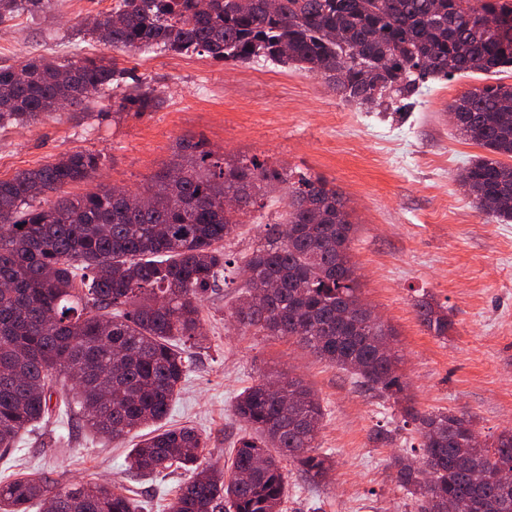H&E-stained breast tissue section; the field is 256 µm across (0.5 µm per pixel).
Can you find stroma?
I'll use <instances>...</instances> for the list:
<instances>
[{
	"mask_svg": "<svg viewBox=\"0 0 512 512\" xmlns=\"http://www.w3.org/2000/svg\"><path fill=\"white\" fill-rule=\"evenodd\" d=\"M111 8L112 0H49L37 17L0 24V65L112 55L149 82L162 105L118 115L105 93L97 108L71 106L31 126L0 128V177L81 148L101 153L104 165L71 194L99 182L135 192L169 164L177 142L202 139L228 158L255 156L322 178L348 201L361 296L396 331L400 372L416 407L471 415L483 437L512 427V222L476 211L459 186L458 173L482 150L448 115L449 104L472 87L512 84V68L428 81L395 114L346 102L323 78L261 60L222 65L203 55L113 54L80 30ZM285 214L279 196L262 199L226 252L245 256ZM239 294L224 285L205 302L203 338L188 350L189 369L166 426L194 427L205 442L203 465L225 468L245 428L233 414L238 395L274 371L300 377L323 406L317 444L333 468L316 485L284 462L283 512H416L391 463L418 446L413 424L392 400L296 342L237 330L229 314ZM423 297L447 311V337L420 324L414 304ZM380 428L392 432V443L373 440ZM134 443L90 432L77 406L57 409L44 428L0 452V483L23 474L54 488L105 482L135 499L141 512H168L186 476H132L127 455Z\"/></svg>",
	"mask_w": 512,
	"mask_h": 512,
	"instance_id": "35a3bbf8",
	"label": "stroma"
}]
</instances>
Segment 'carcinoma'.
Masks as SVG:
<instances>
[{
	"label": "carcinoma",
	"instance_id": "1",
	"mask_svg": "<svg viewBox=\"0 0 512 512\" xmlns=\"http://www.w3.org/2000/svg\"><path fill=\"white\" fill-rule=\"evenodd\" d=\"M115 0L88 35L119 52L164 48L218 62L263 59L294 65L326 80L349 102L408 100L429 80L493 74L512 66V7L501 0ZM44 0H0V24L36 16ZM120 95L116 113L156 110L161 98L131 80L115 58L78 62L32 58L0 66V128L27 126L58 111L59 101L89 107V98ZM512 84L464 92L451 105L459 134L487 151L458 181L472 204L512 221V112L499 101ZM103 156L73 150L38 168L0 178V448L50 415L57 378L72 386L88 428L120 438L151 431L131 449L142 475L172 466L189 472L170 512H280L286 497L281 458L313 483L332 468L317 451L324 417L316 393L278 374L245 389L234 413L250 428L226 470L204 468L205 442L188 426L164 427L189 360L180 344L201 337V309L235 275L224 243L249 207L284 192L286 217L243 257L252 280L230 313L244 331L291 338L347 370L363 388L405 402L419 433L420 462L394 458L396 482L417 512H512V490L497 470L512 468V429L480 442L471 418L422 412L410 404L398 372L394 330L356 313L361 302L350 246L355 225L341 192L320 178L294 175L257 158L217 157L201 141H181L168 180L144 210L111 186L79 197L68 188L93 178ZM177 175L168 178L171 171ZM266 293L253 305L256 291ZM433 336L448 335V313L423 298L415 304ZM37 500L52 512H135L110 485L53 489L41 478L0 484V512H26Z\"/></svg>",
	"mask_w": 512,
	"mask_h": 512
}]
</instances>
